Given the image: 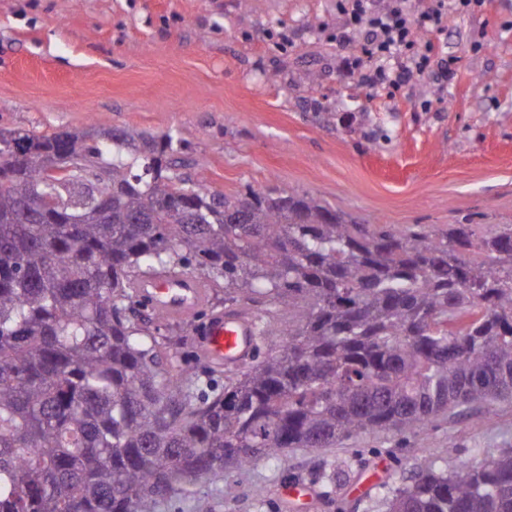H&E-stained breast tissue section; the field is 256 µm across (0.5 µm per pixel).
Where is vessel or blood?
Masks as SVG:
<instances>
[{
    "mask_svg": "<svg viewBox=\"0 0 512 512\" xmlns=\"http://www.w3.org/2000/svg\"><path fill=\"white\" fill-rule=\"evenodd\" d=\"M139 297L169 318L190 321L204 306L206 289L190 276L163 274L141 283ZM196 335L197 351L210 365L235 369L255 355L253 323L244 313H215L197 328Z\"/></svg>",
    "mask_w": 512,
    "mask_h": 512,
    "instance_id": "b4317fda",
    "label": "vessel or blood"
}]
</instances>
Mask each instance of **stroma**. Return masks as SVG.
<instances>
[{"mask_svg":"<svg viewBox=\"0 0 512 512\" xmlns=\"http://www.w3.org/2000/svg\"><path fill=\"white\" fill-rule=\"evenodd\" d=\"M344 25L336 0H0V131L170 133L183 176L227 195L285 190L395 229L512 224V0L449 14L428 74L390 93L354 85ZM223 307L212 288L194 322H166L165 362L206 371L193 326ZM476 448H512V401L260 458L155 512H286L279 487L313 482L330 460L333 485L293 512H385L378 485L409 482L417 458L452 465Z\"/></svg>","mask_w":512,"mask_h":512,"instance_id":"35a3bbf8","label":"stroma"}]
</instances>
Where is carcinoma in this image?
Here are the masks:
<instances>
[{
	"instance_id": "cac0c4a2",
	"label": "carcinoma",
	"mask_w": 512,
	"mask_h": 512,
	"mask_svg": "<svg viewBox=\"0 0 512 512\" xmlns=\"http://www.w3.org/2000/svg\"><path fill=\"white\" fill-rule=\"evenodd\" d=\"M7 138L103 167L112 197L42 214V168L0 164V512H153L259 457L512 399L511 224L395 232L308 195H226L177 171L171 133ZM161 272L224 287L278 347L197 388L162 361L166 316L137 313ZM413 470L379 488L386 512H512V448Z\"/></svg>"
}]
</instances>
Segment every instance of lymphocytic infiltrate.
Here are the masks:
<instances>
[{"instance_id": "1", "label": "lymphocytic infiltrate", "mask_w": 512, "mask_h": 512, "mask_svg": "<svg viewBox=\"0 0 512 512\" xmlns=\"http://www.w3.org/2000/svg\"><path fill=\"white\" fill-rule=\"evenodd\" d=\"M477 0H336L346 18L340 42L358 36V50L345 63L369 90L399 89L424 75L430 63L421 36L439 32L449 12L470 11Z\"/></svg>"}]
</instances>
